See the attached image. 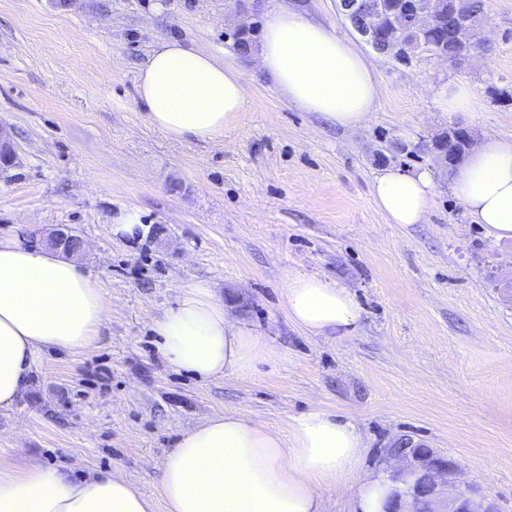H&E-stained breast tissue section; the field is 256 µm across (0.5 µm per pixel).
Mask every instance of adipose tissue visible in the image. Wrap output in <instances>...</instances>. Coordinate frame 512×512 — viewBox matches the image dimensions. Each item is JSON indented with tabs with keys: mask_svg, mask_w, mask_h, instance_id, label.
<instances>
[{
	"mask_svg": "<svg viewBox=\"0 0 512 512\" xmlns=\"http://www.w3.org/2000/svg\"><path fill=\"white\" fill-rule=\"evenodd\" d=\"M253 54L289 103L338 126H362L378 105L372 63L335 27L284 0L268 12ZM137 92L150 124L175 142L221 139L249 97L238 71L174 39L152 51ZM451 190L488 234L512 238V139L474 144L453 169ZM372 194L390 223L419 224L435 194L433 175L388 168ZM281 296L289 321L308 335L345 337L359 326L362 309L342 282L291 272ZM106 316L102 288L77 260L0 236V410L17 404L48 352L92 348ZM151 328L168 365L203 380L245 377L276 356L199 283L181 288ZM364 448L352 421L320 408L292 417L284 432L216 414L165 454L158 487L167 512H324L325 491L353 481V512H386L395 485L380 473L361 476ZM0 512H154V502L117 473L75 478L33 464L0 470Z\"/></svg>",
	"mask_w": 512,
	"mask_h": 512,
	"instance_id": "obj_1",
	"label": "adipose tissue"
}]
</instances>
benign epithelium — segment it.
Masks as SVG:
<instances>
[{
    "instance_id": "1",
    "label": "benign epithelium",
    "mask_w": 512,
    "mask_h": 512,
    "mask_svg": "<svg viewBox=\"0 0 512 512\" xmlns=\"http://www.w3.org/2000/svg\"><path fill=\"white\" fill-rule=\"evenodd\" d=\"M337 8L375 52L385 54L400 38L406 16L412 11V0H393L387 8L374 5L371 0H338ZM381 10L388 14V24L378 28L372 18ZM416 22L422 29L442 28L448 31V38L458 50L456 58L439 54L431 44L428 49L434 57L453 67L468 65L480 53L470 39V22L464 14L454 15L446 22L420 16ZM47 243L53 248L74 253L81 249L83 240L68 230L55 229L49 234ZM389 455L400 466L391 475V480L399 484V488L388 512H497L491 502L483 507L476 506L472 491L461 488L458 483V467L451 458L409 439L395 440Z\"/></svg>"
}]
</instances>
